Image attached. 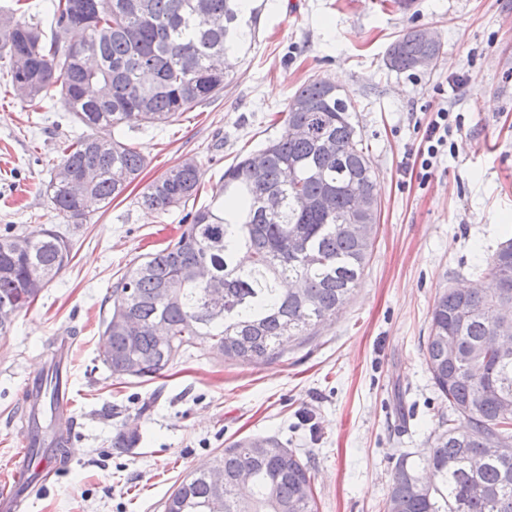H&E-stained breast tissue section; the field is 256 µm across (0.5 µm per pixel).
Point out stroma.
I'll return each mask as SVG.
<instances>
[{
    "instance_id": "1",
    "label": "stroma",
    "mask_w": 512,
    "mask_h": 512,
    "mask_svg": "<svg viewBox=\"0 0 512 512\" xmlns=\"http://www.w3.org/2000/svg\"><path fill=\"white\" fill-rule=\"evenodd\" d=\"M413 28L437 32L436 63L389 69V46ZM312 79L350 98L379 187L374 251L345 308L263 365L199 345L152 380L113 377L101 328L112 286L178 237L184 215L145 209L143 188L192 157L204 170L198 202L209 204L236 156L280 137L276 114ZM444 103L461 117L455 148L424 182L412 153ZM81 131L57 92L31 103L0 75V234L51 227L72 255L0 336V489L25 425L18 394L68 336L71 450L19 512H164L189 472L234 441L266 437L308 463L319 512H384L399 455L421 452L448 419L424 361L434 302L474 283L512 238V0H414L406 10L392 0H266L223 91L172 122L122 126L147 168L110 205L90 202L83 223L66 224L47 185L62 142ZM132 430L138 441L120 447Z\"/></svg>"
}]
</instances>
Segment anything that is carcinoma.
Here are the masks:
<instances>
[{"instance_id":"obj_1","label":"carcinoma","mask_w":512,"mask_h":512,"mask_svg":"<svg viewBox=\"0 0 512 512\" xmlns=\"http://www.w3.org/2000/svg\"><path fill=\"white\" fill-rule=\"evenodd\" d=\"M52 6L48 35L36 23L0 15V58L12 85H26V98L54 88L87 128L62 149L48 184L57 215L77 224L86 217L87 198L111 204L146 168L140 152L117 137L120 127L132 120L167 123L218 95L230 73L224 60L255 41L261 8L244 12L238 0H52ZM75 28L84 32L79 42L68 40ZM81 48L98 57L96 73L79 62ZM440 49L412 29L391 44L387 65L413 70L417 57L436 58ZM16 57L25 68H15ZM351 108L332 84L304 83L289 100L281 136L224 170L225 197L236 208L214 203L188 212L189 224L175 241L117 279L112 317L102 320L103 362L111 374L135 360L132 377L154 378L202 343L226 359L260 365L280 356L284 343L314 334L347 303L374 245L373 230L356 237L348 224L358 200L376 188ZM297 126L303 135L292 133ZM85 171L92 173L85 192L71 196L69 177ZM203 175L197 160H183L148 183L140 203L158 213L186 207L196 201ZM20 239L25 247L18 251ZM241 249L250 254L247 267L236 262ZM70 260L68 240L54 229L0 235V308L16 313L30 306L36 297L28 282L48 285ZM197 263L224 281L222 308L212 306L206 285L190 275ZM287 280L301 287H280ZM482 281L480 291L450 288L438 297L425 346L434 387L466 426L458 430L450 422L416 459H397L386 512H512V466L494 458L479 469L472 465L495 433L512 425V358L491 350L499 310H512V238L489 259ZM125 314L142 326L123 327ZM159 330L167 341L156 338ZM450 340L460 344L453 361ZM59 374L57 363L42 372L51 403ZM265 442L266 455L254 452L251 438L214 458L224 471L220 493L209 472L188 473L164 512H214L219 496L221 512H318L307 463L277 439ZM476 484L484 494L472 493Z\"/></svg>"}]
</instances>
